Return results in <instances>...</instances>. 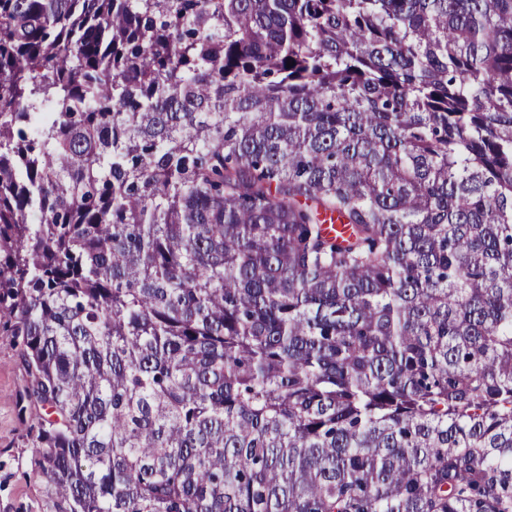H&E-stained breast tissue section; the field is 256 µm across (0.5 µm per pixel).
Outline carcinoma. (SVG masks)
Returning <instances> with one entry per match:
<instances>
[{
  "label": "carcinoma",
  "mask_w": 512,
  "mask_h": 512,
  "mask_svg": "<svg viewBox=\"0 0 512 512\" xmlns=\"http://www.w3.org/2000/svg\"><path fill=\"white\" fill-rule=\"evenodd\" d=\"M0 328L50 512H512V0H0Z\"/></svg>",
  "instance_id": "carcinoma-1"
}]
</instances>
